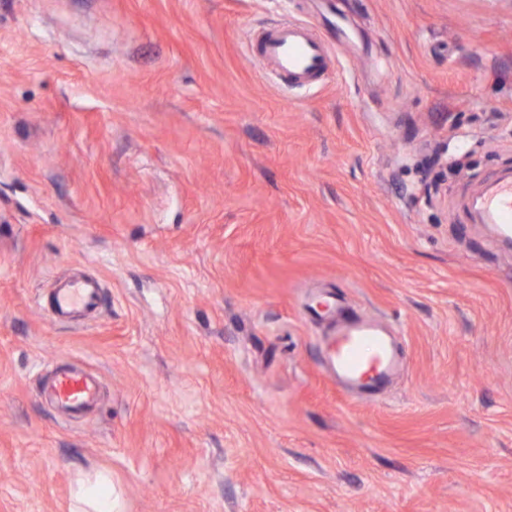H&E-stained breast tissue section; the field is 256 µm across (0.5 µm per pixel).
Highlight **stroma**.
<instances>
[{"instance_id": "1", "label": "stroma", "mask_w": 512, "mask_h": 512, "mask_svg": "<svg viewBox=\"0 0 512 512\" xmlns=\"http://www.w3.org/2000/svg\"><path fill=\"white\" fill-rule=\"evenodd\" d=\"M293 88L250 45L311 0H0V512H512V0H336ZM77 270L91 321L43 306ZM340 295L405 365L350 397ZM95 372L72 418L47 370ZM327 10H320L317 20L331 35L336 44V51L346 48L352 39V34L345 19L339 14H332L331 5ZM480 211L485 224H494L498 235L512 242V179L495 181L480 197ZM75 498L80 507L73 512H112V479L108 474L97 473L78 481Z\"/></svg>"}]
</instances>
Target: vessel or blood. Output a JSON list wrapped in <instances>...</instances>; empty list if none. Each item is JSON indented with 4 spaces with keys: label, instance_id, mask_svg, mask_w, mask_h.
Masks as SVG:
<instances>
[{
    "label": "vessel or blood",
    "instance_id": "obj_1",
    "mask_svg": "<svg viewBox=\"0 0 512 512\" xmlns=\"http://www.w3.org/2000/svg\"><path fill=\"white\" fill-rule=\"evenodd\" d=\"M317 20L333 38L337 48H346L352 39L345 19L331 10L320 11ZM260 56L296 85H313L325 73L328 50L325 42L309 28L288 24L271 29L260 45ZM484 223L495 225L499 236L512 242V179L495 181L480 197ZM102 284L95 278L74 277L52 293L56 318L97 307ZM335 326L325 349L326 362L337 382L354 394L376 397L400 368V359L388 330L379 322L350 318L343 301H335ZM98 395L94 379L80 371L58 372L51 383L50 398L59 407L79 411Z\"/></svg>",
    "mask_w": 512,
    "mask_h": 512
}]
</instances>
